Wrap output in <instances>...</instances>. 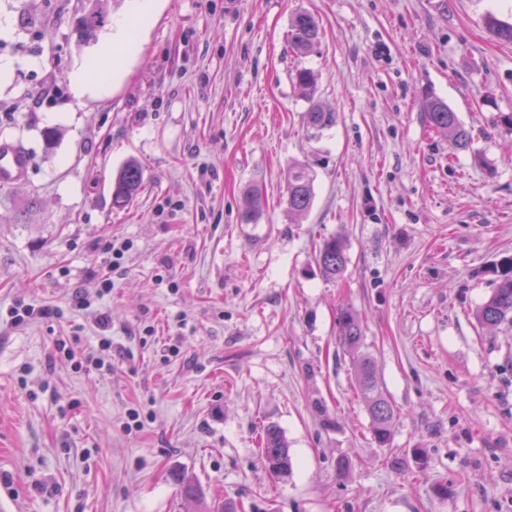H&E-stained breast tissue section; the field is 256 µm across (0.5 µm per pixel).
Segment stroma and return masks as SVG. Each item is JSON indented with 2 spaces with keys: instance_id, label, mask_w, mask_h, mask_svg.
<instances>
[{
  "instance_id": "stroma-1",
  "label": "stroma",
  "mask_w": 512,
  "mask_h": 512,
  "mask_svg": "<svg viewBox=\"0 0 512 512\" xmlns=\"http://www.w3.org/2000/svg\"><path fill=\"white\" fill-rule=\"evenodd\" d=\"M88 8L0 0V139L34 157L0 187V512H199L181 474L233 512H512V329L474 317L512 257V43L484 24L512 18V0H155L128 55L108 27L81 41ZM298 11L320 25L305 56L288 45ZM107 49L111 84L77 93L70 73ZM303 67L331 128L305 123ZM427 93L468 150L430 127ZM131 158L144 188L118 210ZM294 162L314 177L302 219ZM334 235L338 281L314 259ZM110 243L124 248L111 264ZM18 300L46 317L7 323ZM342 307L397 410L387 448L336 340ZM105 333L111 371L57 354ZM269 425L289 476L262 464ZM423 108L427 122L440 135L448 138L457 150L465 151L470 147L469 131L459 119L457 112L445 101L426 95ZM288 211L297 216H306L314 204V179L306 164L294 163L288 168Z\"/></svg>"
}]
</instances>
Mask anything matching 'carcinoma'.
Wrapping results in <instances>:
<instances>
[{
	"instance_id": "cac0c4a2",
	"label": "carcinoma",
	"mask_w": 512,
	"mask_h": 512,
	"mask_svg": "<svg viewBox=\"0 0 512 512\" xmlns=\"http://www.w3.org/2000/svg\"><path fill=\"white\" fill-rule=\"evenodd\" d=\"M91 7L80 19L81 37L88 39L105 26L109 4L121 0H89ZM485 27L498 40L512 43V22L500 19L496 14H485ZM319 24L306 11H298L290 18L288 44L301 55L315 49L319 40ZM293 79L308 102L304 113L307 127L324 130L336 123V113L324 109L317 101L318 78L308 68L295 70ZM423 108L427 122L440 135L448 138L456 149L466 151L470 147L469 131L456 112L445 101L425 96ZM144 186L142 166L135 160L127 161L117 173L113 182L112 205L117 209L126 208L141 192ZM248 208L244 212L245 223H255L261 216L260 197L255 188L245 190ZM314 179L307 165L294 163L288 168L287 204L288 211L307 215L314 204ZM321 273L329 280L342 277L347 264L346 244L340 237H330L321 243L315 257ZM475 318L486 327L507 326L512 329V258L502 261L498 280L488 299L475 310ZM337 340L339 345L355 360V383L366 398L370 417V429L378 445H390L396 411L386 396L377 376L373 361L365 351L364 332L360 317L349 308H343L337 316ZM262 462L270 473L285 477L292 470V458L288 442L274 425L264 428Z\"/></svg>"
}]
</instances>
